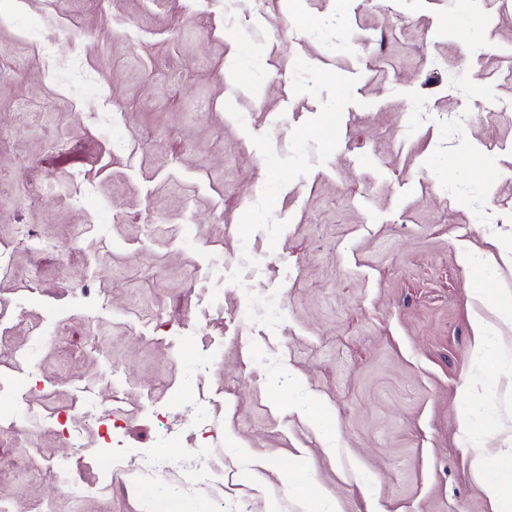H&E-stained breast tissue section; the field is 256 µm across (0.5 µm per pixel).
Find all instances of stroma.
Returning <instances> with one entry per match:
<instances>
[{
    "label": "stroma",
    "mask_w": 512,
    "mask_h": 512,
    "mask_svg": "<svg viewBox=\"0 0 512 512\" xmlns=\"http://www.w3.org/2000/svg\"><path fill=\"white\" fill-rule=\"evenodd\" d=\"M510 240L512 0H0V424L33 412L0 503L491 512L462 389L507 449L512 383L472 358L493 312L460 252L508 297ZM164 425L172 458L212 452L223 501L48 477L78 455L95 483L100 448Z\"/></svg>",
    "instance_id": "35a3bbf8"
}]
</instances>
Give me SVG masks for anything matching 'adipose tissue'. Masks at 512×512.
Segmentation results:
<instances>
[{"instance_id": "ef3b65f1", "label": "adipose tissue", "mask_w": 512, "mask_h": 512, "mask_svg": "<svg viewBox=\"0 0 512 512\" xmlns=\"http://www.w3.org/2000/svg\"><path fill=\"white\" fill-rule=\"evenodd\" d=\"M494 320L476 317L472 355L485 370L498 378L512 380V354L505 351L500 336L501 326L512 324V298H501L493 303ZM467 410L463 423L472 436L469 450L473 472L485 475V494L493 512H512V483L503 475L512 470V451L503 452L488 448L486 436L495 429L489 418L482 397L472 389H465Z\"/></svg>"}]
</instances>
